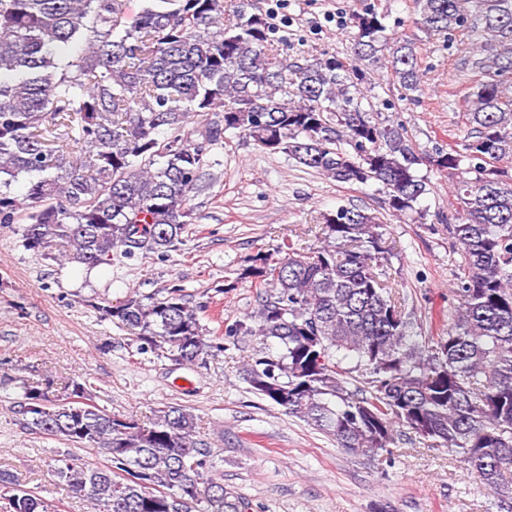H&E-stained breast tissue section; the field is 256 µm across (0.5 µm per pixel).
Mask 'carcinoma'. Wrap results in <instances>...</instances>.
<instances>
[{
	"mask_svg": "<svg viewBox=\"0 0 512 512\" xmlns=\"http://www.w3.org/2000/svg\"><path fill=\"white\" fill-rule=\"evenodd\" d=\"M417 4V27L477 36L465 68L478 81L461 100L472 141L432 155L362 107L370 66L387 69L403 99L422 81L414 42L389 37L370 8L355 16L348 61L300 63L275 53L272 28L248 11L250 0H151L135 19L123 0H0V224L20 220L7 188L28 175L25 249L88 271L118 255L164 253L182 242L189 201L209 186V152L227 129L337 182L379 183L392 216L418 213L422 162L459 173L460 209L448 230L462 261L448 335L414 339L382 278L384 224L353 206L322 217L316 251L290 246L274 264L254 259L247 275L259 308L252 324L238 321L225 335L278 340V352L261 350L244 365L245 381L336 447L388 454L405 427L427 447L448 449L509 509L512 174L496 163L512 158V0ZM72 46L81 50L65 54ZM218 110L220 120H205ZM97 309L189 365L224 350L180 288ZM338 353L368 371L367 387L348 388ZM22 389L32 430L104 457L99 465L64 459L54 470L91 512H247L223 478L208 475L211 449L183 406L142 423L98 406L85 381L61 395L49 382ZM8 504L9 512H51L31 490L15 489Z\"/></svg>",
	"mask_w": 512,
	"mask_h": 512,
	"instance_id": "1",
	"label": "carcinoma"
}]
</instances>
